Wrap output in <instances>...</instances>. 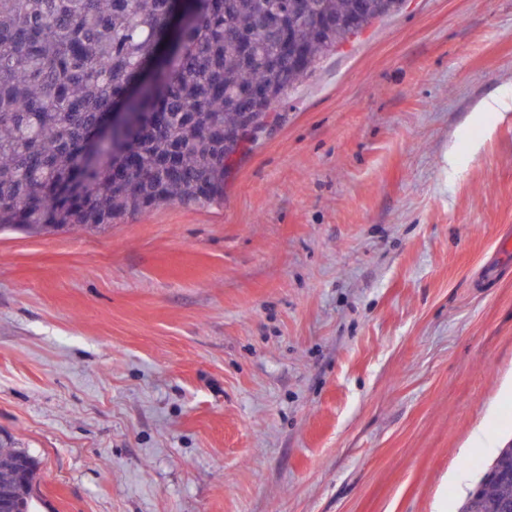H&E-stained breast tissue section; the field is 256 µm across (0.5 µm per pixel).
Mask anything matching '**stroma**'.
<instances>
[{"label": "stroma", "instance_id": "1", "mask_svg": "<svg viewBox=\"0 0 512 512\" xmlns=\"http://www.w3.org/2000/svg\"><path fill=\"white\" fill-rule=\"evenodd\" d=\"M224 199L0 233L36 512H457L512 439V0H406Z\"/></svg>", "mask_w": 512, "mask_h": 512}]
</instances>
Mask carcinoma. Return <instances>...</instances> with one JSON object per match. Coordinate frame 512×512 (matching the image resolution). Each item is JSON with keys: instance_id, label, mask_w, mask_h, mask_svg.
<instances>
[{"instance_id": "obj_1", "label": "carcinoma", "mask_w": 512, "mask_h": 512, "mask_svg": "<svg viewBox=\"0 0 512 512\" xmlns=\"http://www.w3.org/2000/svg\"><path fill=\"white\" fill-rule=\"evenodd\" d=\"M403 0H0V231H101L224 199L246 112L271 117ZM117 116H112V113ZM37 464L0 438V488L32 512ZM512 503V442L460 505Z\"/></svg>"}]
</instances>
